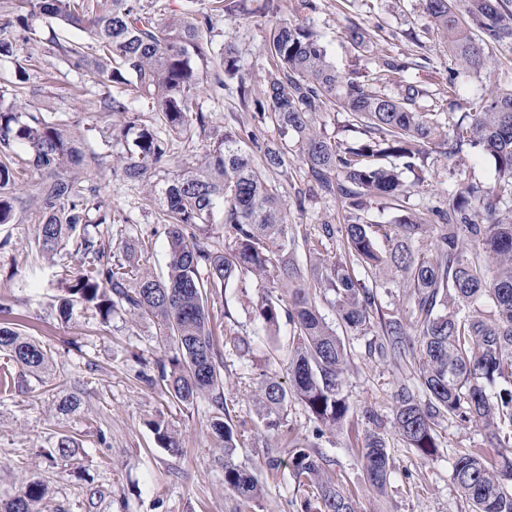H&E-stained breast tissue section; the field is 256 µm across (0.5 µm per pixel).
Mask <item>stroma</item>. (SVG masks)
Instances as JSON below:
<instances>
[{
  "label": "stroma",
  "mask_w": 512,
  "mask_h": 512,
  "mask_svg": "<svg viewBox=\"0 0 512 512\" xmlns=\"http://www.w3.org/2000/svg\"><path fill=\"white\" fill-rule=\"evenodd\" d=\"M279 17L311 27L329 44L337 69L368 79L378 68L379 52L392 55L426 54L430 62L411 70L416 84L436 94L442 103L441 121L456 130L463 115L475 111L491 91L512 86V43L486 47L488 64L473 71L454 63L424 11L423 0H313V9L300 8V0H274ZM257 0L245 8L213 17L210 37L214 45L233 43L241 50V71L254 91H261L271 69L268 27L252 15ZM359 24L373 34L378 52L353 49L343 32ZM14 52L32 61L30 80L22 96H15L14 66L0 60V102L16 111L58 118L79 140L84 155L71 166V176L89 177L100 196L112 207V221L90 227L104 242L133 239L142 246L143 268L161 275L166 271V226L161 220L160 192L113 175L112 167L123 153L112 139L122 125L117 116L101 112V101L111 94L83 70L64 62L45 43L15 38ZM214 67L204 70L198 99L209 115L204 134L185 141L174 139L178 162L201 160L206 145L224 131H253L262 143H279L272 124H259L253 102H241L236 82L218 85ZM101 164H94V157ZM499 178L494 158L482 146L467 144L452 157L431 152L422 176L404 172L407 195L401 206L368 201L361 212L364 222L390 225L400 209L426 213L447 202L463 186L493 188ZM32 180L14 186L18 199L11 223L0 224V303L8 304L23 332L50 352L49 373L26 376L24 384L0 393V497L14 494L21 484L40 480L46 500L60 512H301L315 490L297 484L290 469H272L265 456L274 449L278 459L303 442L315 446L337 484L357 502L360 512H469L453 479L454 459L482 445L484 433L472 423L442 421L439 448L425 457L399 439L393 424V407L400 388L422 395L418 366L409 359L383 357L373 350L380 328L350 335V359L345 373V393L350 410L338 429H318L298 401L292 402L280 431L257 430L255 390L268 369L270 353H278L276 371L287 379V359L293 328L281 322L277 335H266L252 313V303L262 292L253 277L235 280L209 297V315L216 347L221 351L224 406L236 427L244 432V445L235 461L261 474L264 493L248 500L224 487V457L209 434L213 408L198 401L191 408L170 403L161 390L149 388L143 375H157L165 347L153 321L115 309L108 323L74 308L69 321H61L59 302L80 271V258L62 254L43 256L35 243L39 209L32 198ZM282 194L292 228L317 237L323 224L345 223L348 210L334 197L310 191L302 164L283 185ZM377 288L379 307L391 316L408 311L412 301L400 274L383 271L366 277ZM246 336L253 350L243 355L234 340ZM84 393L79 413L56 412L59 398L72 388ZM162 418L176 431L182 448L171 453L160 448L149 427ZM69 431L79 443L80 466L70 459L43 456L60 431ZM380 431L388 438L392 472L384 491L369 486L359 451L367 434Z\"/></svg>",
  "instance_id": "stroma-1"
}]
</instances>
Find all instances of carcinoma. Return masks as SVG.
<instances>
[{
	"label": "carcinoma",
	"instance_id": "1",
	"mask_svg": "<svg viewBox=\"0 0 512 512\" xmlns=\"http://www.w3.org/2000/svg\"><path fill=\"white\" fill-rule=\"evenodd\" d=\"M424 5L448 54L468 69L486 65L482 45L512 41V10L506 0H467L463 15L452 0H424ZM14 8L9 25L17 26L28 40H42L41 28L35 25L39 19L85 32L97 43L93 55L79 41L50 39L73 67L121 88L103 99V111L132 113L131 102L143 100L157 116L155 126L140 122L133 113L113 135L125 148L117 169L147 188L153 187L162 162L170 157L158 127L189 139L207 126V113L197 103L198 65L217 61L224 79L237 81L241 99L251 97V85L239 66V47L228 43L214 48L207 38L212 14L204 10L158 18V0H15ZM271 32L273 71L254 104L258 121L276 127L281 143L263 147L251 136L263 152L264 164L259 167L242 149L240 135L229 131L206 146L198 167L179 166L169 172L162 208L168 224L166 278L136 274L135 243L121 242L123 261L114 264L112 244H101L87 232L90 210L99 212L101 224L112 214L95 187L68 175L69 165L83 157L64 124L32 113L24 121L1 104L0 224L14 217L10 190L21 176L16 159L22 152L40 175L33 195L41 213L35 235L39 250L53 255L71 246L81 256L80 275L62 299L60 315L68 317L79 303L102 322L118 306L154 320L168 346V363L161 364L158 375L147 383L159 386L171 403L182 407L210 401L214 411L209 427L224 453V486L245 499L260 498L262 483L257 473L234 461L242 433L224 408L221 354L209 325L208 296L214 288L248 274L274 289L287 290L285 295L268 291L253 306L268 334H277L284 318L294 331L289 386L274 372L264 373L257 382L261 427L267 432L280 430L294 399L318 423L339 428L349 412L344 393L349 352L321 315L310 289L300 285L299 253H308L313 258V286L345 330L364 335L377 320L385 338L381 353L400 359L419 354L425 401L402 387L394 408V427L405 445L432 456L439 448V421L451 417L481 424L486 444L503 449V462L496 466L484 449L471 448L454 460V481L472 512H512V212H500V204L512 200V88L488 98L468 114L467 125H458L450 135L439 120L432 94L407 80L406 73L415 66L410 58L382 55L379 69L363 82L336 70L322 37L311 28L281 19ZM346 36L361 51L374 48L372 36L356 24ZM0 57L12 58L16 78L27 82L28 60L13 57V43L7 37H0ZM390 85L400 92L388 94ZM336 110L346 115L347 127L359 138L341 143L316 131L312 117ZM467 141L483 145L495 159L500 175L495 187L460 188L447 207L432 211L429 224L417 212L400 215V239L384 253L369 225L356 215L336 229L324 225L326 238L341 234L342 250L335 256L323 240L312 242L295 234L279 187L266 176L271 169L280 180L290 181L298 157L313 186L356 212L366 197L397 201L403 195L399 171L382 160L399 158L413 170L431 152L440 149L453 156ZM218 208L224 211V229L232 237V246L225 251L187 234L189 227L203 231L214 223ZM426 233L436 254L433 260L414 254L409 246ZM381 265L403 272L405 287L412 289L410 318L380 314L374 290L356 275L358 269L369 274ZM485 297L496 308L492 319L470 311ZM0 352L14 365L0 372L1 393L12 391L20 376L45 372L51 365L48 352L11 322L0 321ZM82 400L83 392L73 389L59 398L57 411L73 415ZM152 428L160 447L179 452V438L164 421L153 422ZM76 448L72 435L60 433L52 452L73 458ZM361 458L368 481L383 491L391 474L386 437L378 432L367 435ZM288 466L298 484L317 491L316 503L306 502L303 512H358L356 501L326 472L319 452L298 444L288 451ZM45 496L43 483L29 482L12 496L0 498V512H43Z\"/></svg>",
	"mask_w": 512,
	"mask_h": 512
}]
</instances>
